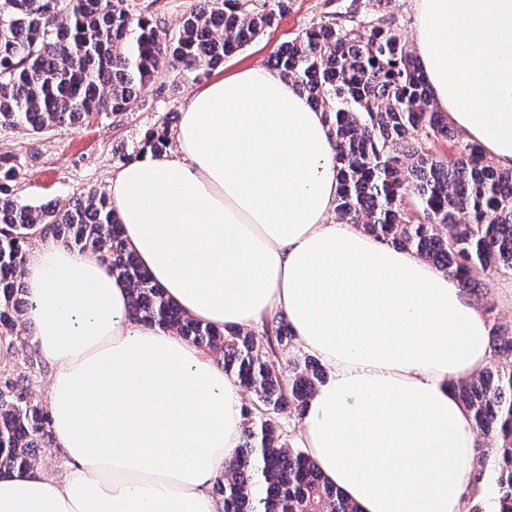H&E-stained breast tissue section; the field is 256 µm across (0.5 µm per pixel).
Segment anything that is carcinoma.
I'll list each match as a JSON object with an SVG mask.
<instances>
[{"label": "carcinoma", "mask_w": 512, "mask_h": 512, "mask_svg": "<svg viewBox=\"0 0 512 512\" xmlns=\"http://www.w3.org/2000/svg\"><path fill=\"white\" fill-rule=\"evenodd\" d=\"M288 0H199L168 34L126 0H0V128L40 134L92 112H124L167 59L198 75L224 64L272 26ZM396 0H350L284 42L271 66L324 112L335 145L338 218L407 250L480 294L491 324L490 363L453 384L472 414L478 474L496 480L491 512H512V323L499 321L489 282L512 274V168L488 159L436 109L413 51L394 29ZM456 151L439 154L440 142ZM14 157L0 153V335L14 333L27 300L22 268L32 240L50 238L100 258L131 286V315L171 329L216 355L244 406L243 441L213 486L222 512H358L296 442L277 415L303 420L324 374L311 358L283 360L294 338L279 314L262 337L223 331L183 315L129 251L108 197L95 190L65 205L21 203ZM46 405L25 380L0 368V468L27 467L52 438Z\"/></svg>", "instance_id": "1"}]
</instances>
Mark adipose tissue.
<instances>
[{
	"label": "adipose tissue",
	"mask_w": 512,
	"mask_h": 512,
	"mask_svg": "<svg viewBox=\"0 0 512 512\" xmlns=\"http://www.w3.org/2000/svg\"><path fill=\"white\" fill-rule=\"evenodd\" d=\"M414 9L435 104L512 167V0ZM174 140L108 186L154 282L220 329L287 316L329 369L299 445L359 512H464L475 433L451 384L491 360L483 309L432 264L334 219L329 127L279 72L208 83ZM22 280L67 472L1 470L0 512H220L212 488L244 422L238 383L173 331L132 318L127 284L94 257L49 240Z\"/></svg>",
	"instance_id": "obj_1"
}]
</instances>
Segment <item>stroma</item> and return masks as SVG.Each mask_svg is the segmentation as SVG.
Masks as SVG:
<instances>
[{"label": "stroma", "mask_w": 512, "mask_h": 512, "mask_svg": "<svg viewBox=\"0 0 512 512\" xmlns=\"http://www.w3.org/2000/svg\"><path fill=\"white\" fill-rule=\"evenodd\" d=\"M344 2L288 0V11L278 26L226 58L209 79H221L250 66H267L283 41L325 21ZM206 81L169 64L142 88L128 111L94 114L77 125L39 135L21 128L0 129V151L11 152L19 168L18 199L30 205L50 199L64 204L91 189L106 191L113 173L143 151L147 133L162 129L171 113L182 112Z\"/></svg>", "instance_id": "obj_1"}]
</instances>
